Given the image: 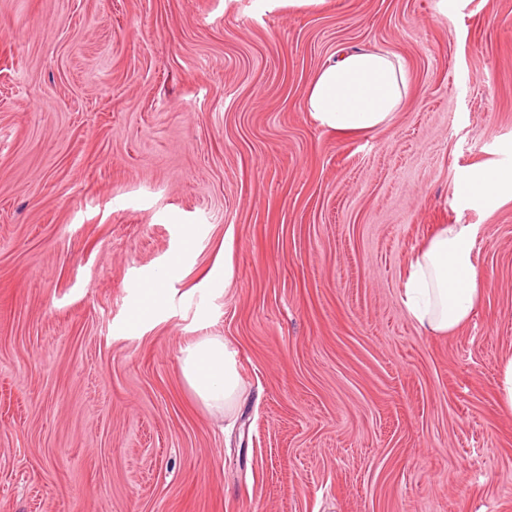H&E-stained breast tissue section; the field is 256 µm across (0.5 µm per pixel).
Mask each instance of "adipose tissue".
<instances>
[{"label": "adipose tissue", "instance_id": "adipose-tissue-1", "mask_svg": "<svg viewBox=\"0 0 512 512\" xmlns=\"http://www.w3.org/2000/svg\"><path fill=\"white\" fill-rule=\"evenodd\" d=\"M403 59L387 51L352 47L328 59L309 84L305 108L322 127L341 133L375 132L388 125L408 96ZM465 198L512 199V169L487 166L460 173ZM477 230L471 224L440 227L408 262L403 304L424 331L447 334L463 326L480 298L474 263ZM182 375L209 408L225 410L238 397L239 376L223 339L207 336L187 347Z\"/></svg>", "mask_w": 512, "mask_h": 512}]
</instances>
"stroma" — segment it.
Masks as SVG:
<instances>
[{
  "mask_svg": "<svg viewBox=\"0 0 512 512\" xmlns=\"http://www.w3.org/2000/svg\"><path fill=\"white\" fill-rule=\"evenodd\" d=\"M347 46L408 67L380 131L305 109ZM489 163L512 0H0V512H512V200L457 186ZM441 224L482 291L434 335L402 283ZM174 272L173 267H169L157 272L153 278L148 282L144 295V303L138 309L137 315H140L143 310L147 309L151 305L155 307L156 302L162 294L163 287L168 279L172 276ZM180 368L189 387L207 407L224 411L238 398L239 376L223 339L207 336L187 347Z\"/></svg>",
  "mask_w": 512,
  "mask_h": 512,
  "instance_id": "35a3bbf8",
  "label": "stroma"
}]
</instances>
